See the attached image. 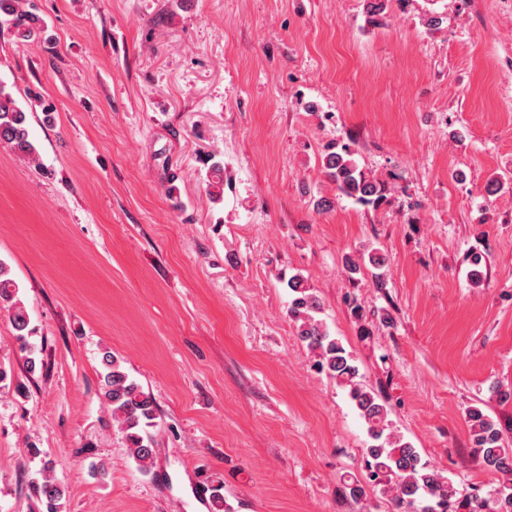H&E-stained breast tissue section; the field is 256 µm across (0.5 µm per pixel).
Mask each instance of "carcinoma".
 I'll list each match as a JSON object with an SVG mask.
<instances>
[{
  "mask_svg": "<svg viewBox=\"0 0 512 512\" xmlns=\"http://www.w3.org/2000/svg\"><path fill=\"white\" fill-rule=\"evenodd\" d=\"M389 0H363L367 22L380 25ZM44 25L43 18L22 9V0H0V32L8 31L15 39L28 40ZM0 143L10 147L21 159L36 160L37 152L27 123L26 112L6 87L0 83ZM356 151L348 143H333L321 153L322 167L335 185L337 195L377 206L385 199L384 184L360 169ZM291 294L289 316L296 325L299 339L313 352L314 367L336 380L346 391L359 416L367 426L369 441L363 448L368 478L381 494L389 497L397 512H512V446L504 441L494 421L476 406L466 412L472 435L473 452L494 472L507 476L492 498L479 499L460 493L458 486L422 460L417 449L403 441L391 428L388 410L372 391L359 381V368L342 345L316 317L320 304L303 277L288 280ZM0 306L9 312L13 329L26 353L29 371L37 365V349L28 340L30 318L19 298V286L11 277L9 266L0 261ZM98 397L118 423L142 471L151 468L154 448L149 429L155 424L156 407L127 372L123 360L109 350L100 356ZM41 512H61L65 488L46 479L34 488Z\"/></svg>",
  "mask_w": 512,
  "mask_h": 512,
  "instance_id": "carcinoma-1",
  "label": "carcinoma"
}]
</instances>
